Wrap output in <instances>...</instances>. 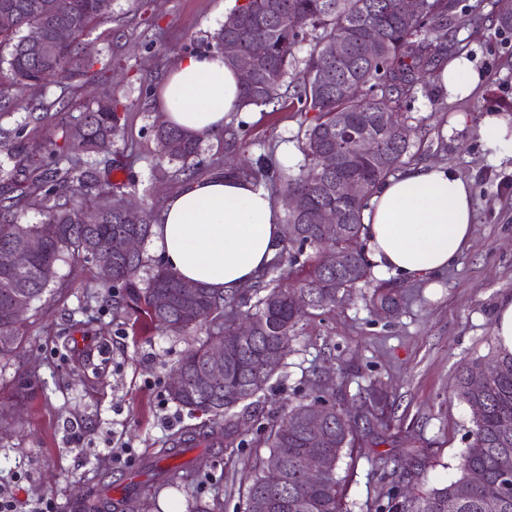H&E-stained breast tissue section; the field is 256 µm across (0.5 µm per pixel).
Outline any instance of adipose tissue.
I'll return each mask as SVG.
<instances>
[{"label": "adipose tissue", "mask_w": 512, "mask_h": 512, "mask_svg": "<svg viewBox=\"0 0 512 512\" xmlns=\"http://www.w3.org/2000/svg\"><path fill=\"white\" fill-rule=\"evenodd\" d=\"M439 81L451 97L471 96L480 77L466 57L451 59ZM241 79L218 50L182 55L156 91L154 105L187 135H222L238 111ZM480 138L490 160L512 157V114L484 116ZM282 207L254 180L226 174L185 182L152 227V247L188 282L227 294L250 285L276 254ZM470 186L449 167L407 168L372 197L363 212L375 270L414 281L452 267L473 231Z\"/></svg>", "instance_id": "1"}]
</instances>
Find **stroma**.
Segmentation results:
<instances>
[{
    "instance_id": "35a3bbf8",
    "label": "stroma",
    "mask_w": 512,
    "mask_h": 512,
    "mask_svg": "<svg viewBox=\"0 0 512 512\" xmlns=\"http://www.w3.org/2000/svg\"><path fill=\"white\" fill-rule=\"evenodd\" d=\"M121 36L95 32V48L112 45V75L99 84L51 85L44 101L49 115L71 123L83 106L112 94L120 103L121 123L111 154L122 169L112 181L134 184L135 201L155 212L176 191L163 183L155 166L154 128L163 116L152 97L142 95L145 81L160 85L174 62L187 53L213 49L214 34L229 12L228 0H114ZM454 40L465 43L467 58L481 76L476 92L449 100L438 82L419 90L403 104L418 150L415 163L450 166L474 194L470 245L458 266L411 282L374 276V285L399 289L400 312L392 318L371 313L362 295L331 311L312 312L293 343V351L267 385L265 411L308 396L317 381L347 377L345 405L370 381L391 394L392 426L376 442L354 448L337 466L349 512H369L384 491L370 460L382 454L416 469L419 456L429 465L425 480L441 486L454 479L467 446L472 411L454 393L457 367L466 359L495 349L494 317L499 303L512 297V157L492 164L479 128L487 111L512 106V31L491 20L461 28ZM12 112L0 115V134L23 127L27 141L45 144L47 126L29 121L34 99L13 89ZM61 100L63 110L52 103ZM467 123L457 127L455 117ZM245 133L244 156L250 162L273 159L282 147L293 158L277 165L283 176L304 165L303 130L289 98L260 107L253 119L233 117ZM103 281L92 264L61 265L52 291L26 315L28 340L14 355L0 357V397L30 381L19 415L0 420V492L10 495L16 512H31L41 501L57 512H83L90 492L104 486L124 488L128 476L143 480L144 465L181 433L200 426L202 414H188L167 397L173 367L189 343L166 336L147 320L132 322L102 305ZM255 431L240 448L193 450L192 476L182 488L162 483L146 498L140 512H189L208 505L210 512H242L257 453Z\"/></svg>"
}]
</instances>
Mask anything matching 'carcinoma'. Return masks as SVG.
I'll list each match as a JSON object with an SVG mask.
<instances>
[{"mask_svg":"<svg viewBox=\"0 0 512 512\" xmlns=\"http://www.w3.org/2000/svg\"><path fill=\"white\" fill-rule=\"evenodd\" d=\"M114 0H0V10L20 11L11 29H0V77L19 82L35 94L61 80H94L112 67V55L98 49L90 54L83 40L98 25L112 21ZM400 0H244L224 20V28L213 37L221 48L224 36H235L245 51L263 49L266 62L250 87H242L243 103L256 107L275 103L281 93L296 101L300 126L304 128L305 164L300 173L285 180L262 167H248L238 173L256 181L266 180L276 192L294 194L304 207L285 214L282 224L281 253L288 254V278L297 290L310 296L311 304L297 309L290 299V288L281 277H269L280 261H275L252 285L228 296H216L199 285L193 292L179 288L181 278L159 263L147 281L140 273L143 252L124 256L121 232L122 207L127 199V184L111 180V169L98 168L96 156L112 153L113 135L120 116L112 96L107 106L86 107L77 123L52 130L61 139L62 156L67 162L46 161L41 148L27 144L22 131L8 149L12 165H0V357L18 351L26 339L23 323L14 320L12 308L20 300L40 299L56 282L58 268L65 258H83L91 263L103 255L112 256V278L106 287L117 292L118 303L135 318H148L161 333L197 337L188 344L173 373L179 386L168 387L169 400L190 414L200 412L208 419L186 432L187 440L212 448H239L244 445L239 415H250L256 425L254 444L268 449L253 465V476L245 495L246 512H349L343 501L336 467L348 448L388 427V395L377 382L359 393L361 413H345L336 399V388L318 385L307 400L283 408L279 421L261 420L259 406L248 401L247 385L256 375L268 382L276 368L263 370V357L270 354L282 364L292 352V342L301 330V320L312 310L330 311L344 302L353 291L371 283V263L361 241L364 236L363 211L369 206L380 184L395 176L410 155V144L398 146L383 131L382 120L403 129L409 128L408 116L400 104L415 97L424 74L439 77L448 55L447 31L466 19L458 16L459 0H422L416 16H405ZM490 8L499 29L512 31V0H475L468 14ZM61 22L73 23L71 38L59 45L52 57H38L26 42L33 27L48 31ZM381 31L377 56L365 51L368 29ZM320 32L309 58L305 60L303 83L288 87V67L295 60V48L309 34ZM342 38L348 47V59L338 63L326 54L328 45ZM355 85L354 93L344 96L339 87ZM359 130L378 137V150L387 156L365 157L355 141L342 140L346 155L340 168L326 175L319 168L320 157L336 149V125L341 117ZM156 161L178 162L180 166L163 172L166 181L189 178L209 167L201 157L202 141L174 126L155 130ZM221 148L234 153L243 147L238 130L227 128L219 137ZM355 175L364 183L363 195L344 204L348 214V233L335 243L336 249L350 255L351 267L329 271L322 262L326 244L321 238L317 214L336 204L329 186L336 178ZM42 194L51 205L38 224H19L23 203L34 194ZM93 196L101 223H83L78 199ZM155 223L154 211L144 209L142 223L131 227L146 241ZM39 238L43 250L33 257L22 272L6 263V254L22 247L28 239ZM311 253H306V249ZM401 297L394 288H374L370 306L386 314L400 308ZM247 317L255 325L251 336L235 335V324ZM224 341L229 355L224 359V381L207 389L201 377L211 363V346ZM454 391L468 405H479L482 413L473 416L467 431L468 445L460 456L459 476L441 487L420 493H408L413 478L424 474L427 461L419 462V471L409 474L398 461L379 458L371 461L388 481L386 493L375 501L374 512H512V353L493 350L483 358L461 363ZM323 413L325 448L331 459L327 472L308 479L302 458L310 438L306 425L315 412ZM175 441L155 456L158 475L168 485L179 486L187 471L182 466H164L162 462L180 451ZM280 459L272 472L268 458Z\"/></svg>","mask_w":512,"mask_h":512,"instance_id":"cac0c4a2","label":"carcinoma"}]
</instances>
